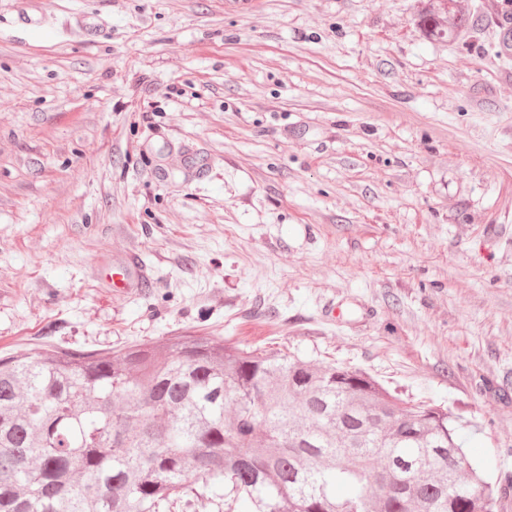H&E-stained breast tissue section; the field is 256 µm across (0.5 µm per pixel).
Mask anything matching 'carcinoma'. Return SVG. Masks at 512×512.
Returning a JSON list of instances; mask_svg holds the SVG:
<instances>
[{
	"mask_svg": "<svg viewBox=\"0 0 512 512\" xmlns=\"http://www.w3.org/2000/svg\"><path fill=\"white\" fill-rule=\"evenodd\" d=\"M460 429L361 370L209 336L2 356L0 512H496Z\"/></svg>",
	"mask_w": 512,
	"mask_h": 512,
	"instance_id": "1",
	"label": "carcinoma"
}]
</instances>
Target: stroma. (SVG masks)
I'll return each mask as SVG.
<instances>
[{"mask_svg":"<svg viewBox=\"0 0 512 512\" xmlns=\"http://www.w3.org/2000/svg\"><path fill=\"white\" fill-rule=\"evenodd\" d=\"M41 2L0 0V355L193 334L360 369L469 420L504 486L512 0L444 38L430 0Z\"/></svg>","mask_w":512,"mask_h":512,"instance_id":"stroma-1","label":"stroma"}]
</instances>
